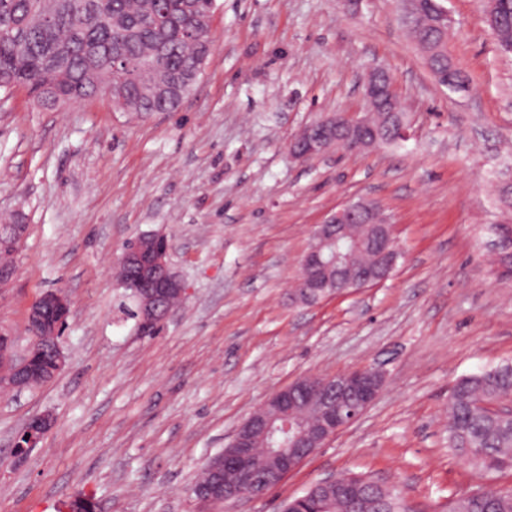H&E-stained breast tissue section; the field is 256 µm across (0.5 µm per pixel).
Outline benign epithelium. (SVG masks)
<instances>
[{"mask_svg": "<svg viewBox=\"0 0 512 512\" xmlns=\"http://www.w3.org/2000/svg\"><path fill=\"white\" fill-rule=\"evenodd\" d=\"M88 79L96 84L99 95L111 98L112 80L106 72L94 71ZM173 92L163 68L156 67L143 85V95L163 99ZM396 90L392 80H382L380 69L368 72L364 79L366 111L359 115L330 113L304 126L289 144L296 160H309L322 155L329 138L321 126L336 132V141L350 152L375 149L386 143L373 129L377 113H385L390 121ZM360 225L371 252L369 268L357 266L359 251L341 258L323 251L324 244L352 240L358 243ZM27 230L25 224H5L0 229V254L13 259ZM170 246L163 235L144 233L129 241L115 267V276L136 300L135 320L138 329L152 336L170 315L175 301L186 297V288L170 260ZM400 246L395 226L369 199L348 201L327 215L312 231V243L301 261V271L293 284L299 297L338 295L349 287L365 288L387 280L393 273ZM71 314V302L59 289L39 295L28 307L27 327L43 336H54L57 326ZM31 348L19 350L13 334L0 329V391L20 392L26 389L30 375ZM385 384L382 371L352 368L333 375H304L279 389L245 418L235 430L224 452L211 458L207 469L211 480L195 485L191 493L210 503L236 502L244 497H259L266 488L282 483L309 457L356 421L380 396ZM313 402L320 409V419L313 428H305L296 416L297 407ZM51 426V418H32L22 433L20 448H33ZM336 490V477L325 478L307 490L309 497L328 496Z\"/></svg>", "mask_w": 512, "mask_h": 512, "instance_id": "benign-epithelium-1", "label": "benign epithelium"}]
</instances>
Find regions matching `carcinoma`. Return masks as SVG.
Masks as SVG:
<instances>
[{"label": "carcinoma", "instance_id": "carcinoma-1", "mask_svg": "<svg viewBox=\"0 0 512 512\" xmlns=\"http://www.w3.org/2000/svg\"><path fill=\"white\" fill-rule=\"evenodd\" d=\"M215 0H168V16L154 17L149 0H0V94L24 87L46 109L69 100L95 96L94 85L84 78L87 64H107L124 56L128 67L112 81V105L118 112H174L182 98L151 100L142 96L139 68L146 58L164 49L162 67L180 83L199 60V49L181 38L188 27L206 28L214 14ZM54 14L42 27L33 16L43 9ZM440 11L439 0H420L424 24L412 31L418 43L439 47L444 33L429 26ZM485 22L501 48L512 45V0H485ZM436 71L454 69L455 81L469 84L467 75L451 57L438 53ZM491 230L504 245L496 265L512 276V224H493ZM42 337L36 349L38 372L30 386L41 385L56 370ZM512 398V362L462 376L448 397V450L462 458L479 475L512 468V416L492 407ZM360 474H341L339 480L354 487L330 499H308L302 512H415L396 486L383 493L361 481ZM446 512H512V491L476 488L448 498Z\"/></svg>", "mask_w": 512, "mask_h": 512}]
</instances>
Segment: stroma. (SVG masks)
Listing matches in <instances>:
<instances>
[{
	"instance_id": "obj_1",
	"label": "stroma",
	"mask_w": 512,
	"mask_h": 512,
	"mask_svg": "<svg viewBox=\"0 0 512 512\" xmlns=\"http://www.w3.org/2000/svg\"><path fill=\"white\" fill-rule=\"evenodd\" d=\"M469 91L439 84L399 0H215L214 52L173 112H117L96 97L45 110L0 99V217L23 216L0 327L29 341L42 292L71 300L64 369L0 394V512H281L331 475L396 486L443 512L477 485L448 451V392L512 360V279L493 263L496 189L512 173V54L481 0H441ZM389 72L412 122L402 144L301 162L288 143L332 112H363L367 70ZM367 197L403 248L393 275L314 305L289 285L331 211ZM167 236L187 296L153 336L125 315L113 276L124 243ZM384 371L378 400L264 496L230 507L190 489L237 425L305 374ZM53 427L14 444L33 417Z\"/></svg>"
}]
</instances>
